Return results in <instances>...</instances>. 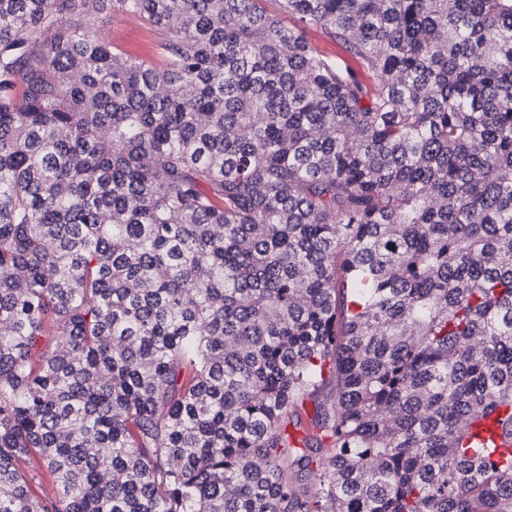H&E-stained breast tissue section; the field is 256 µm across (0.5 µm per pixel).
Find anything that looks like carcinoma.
<instances>
[{
    "mask_svg": "<svg viewBox=\"0 0 512 512\" xmlns=\"http://www.w3.org/2000/svg\"><path fill=\"white\" fill-rule=\"evenodd\" d=\"M265 2L0 0V512H512V0ZM97 26L106 40L124 54L149 62L159 61V31L140 18L112 12L102 15ZM308 38L324 52L333 57L343 59L352 69H357L362 78H366V73L359 60L349 52V49H347L345 44L334 40L324 29L320 27L310 28L308 30ZM22 465L33 475L32 490L35 494L42 495L51 491V479L43 472L38 456H31Z\"/></svg>",
    "mask_w": 512,
    "mask_h": 512,
    "instance_id": "carcinoma-1",
    "label": "carcinoma"
}]
</instances>
